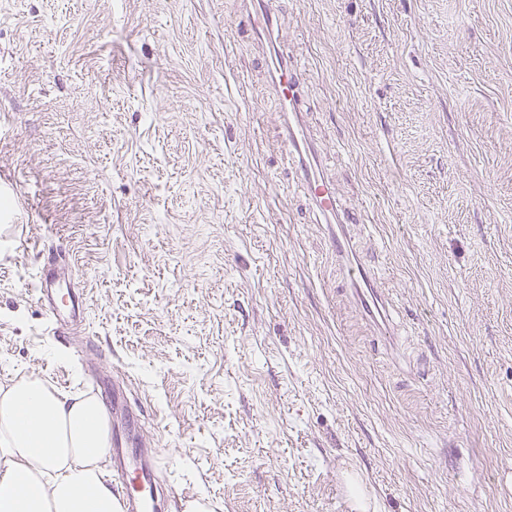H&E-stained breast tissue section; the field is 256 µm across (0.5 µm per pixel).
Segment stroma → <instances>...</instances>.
Listing matches in <instances>:
<instances>
[{
	"label": "stroma",
	"instance_id": "obj_1",
	"mask_svg": "<svg viewBox=\"0 0 512 512\" xmlns=\"http://www.w3.org/2000/svg\"><path fill=\"white\" fill-rule=\"evenodd\" d=\"M248 11L0 0V386L123 385L209 512H512V0ZM276 45L387 333L282 145ZM59 273L55 264L44 266L38 278L37 295L55 333L63 335L81 321L85 309L83 292L80 288L59 287ZM67 294L68 300L64 301Z\"/></svg>",
	"mask_w": 512,
	"mask_h": 512
}]
</instances>
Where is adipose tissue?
<instances>
[{
  "label": "adipose tissue",
  "instance_id": "adipose-tissue-1",
  "mask_svg": "<svg viewBox=\"0 0 512 512\" xmlns=\"http://www.w3.org/2000/svg\"><path fill=\"white\" fill-rule=\"evenodd\" d=\"M108 414L25 377L0 388V512H119L102 463Z\"/></svg>",
  "mask_w": 512,
  "mask_h": 512
}]
</instances>
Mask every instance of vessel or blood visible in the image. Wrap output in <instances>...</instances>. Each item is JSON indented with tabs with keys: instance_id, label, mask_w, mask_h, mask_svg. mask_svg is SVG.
<instances>
[{
	"instance_id": "vessel-or-blood-1",
	"label": "vessel or blood",
	"mask_w": 512,
	"mask_h": 512,
	"mask_svg": "<svg viewBox=\"0 0 512 512\" xmlns=\"http://www.w3.org/2000/svg\"><path fill=\"white\" fill-rule=\"evenodd\" d=\"M273 91L288 114L283 141L289 146H299L307 141L303 122L299 116L303 92L300 67L288 57L281 58L272 76ZM301 185L309 201L321 214L342 218L338 193L334 183L317 172L313 163L300 167ZM330 247L338 258L344 259L347 279L364 297H370L374 305L385 302L378 281L367 267L354 257L353 239L346 230L329 236ZM37 295L46 316L57 334H65L81 321L85 309L84 297L79 288L62 289L56 265L50 264L40 272ZM112 479L121 487L120 512H169L176 501L172 490L162 486L158 473L161 451L142 448L134 442L129 425L115 423L112 428Z\"/></svg>"
}]
</instances>
